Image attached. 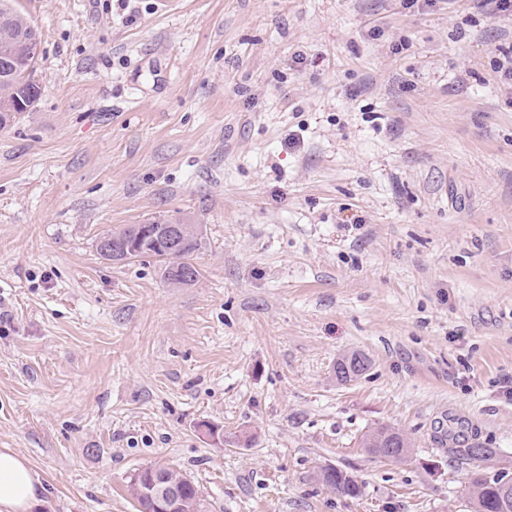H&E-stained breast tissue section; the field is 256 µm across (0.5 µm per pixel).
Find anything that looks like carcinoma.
Here are the masks:
<instances>
[{"instance_id":"obj_1","label":"carcinoma","mask_w":512,"mask_h":512,"mask_svg":"<svg viewBox=\"0 0 512 512\" xmlns=\"http://www.w3.org/2000/svg\"><path fill=\"white\" fill-rule=\"evenodd\" d=\"M35 30L34 25L13 5V0H0V127L9 125L14 119L32 109L38 96L34 81L37 57L20 53L16 46L19 38ZM135 225L130 224L107 233L99 241L115 243L122 252V260L151 256L164 264L165 279L175 286H187L196 282L199 271L194 264L196 256L205 248L202 228L198 224L188 225L181 248L175 254L167 251L159 239L133 236ZM370 367L369 359L361 353H352L336 362L335 375L340 383L351 381L364 374ZM363 447L377 454L382 447L392 449L393 455L403 457L410 443L400 431L380 426L368 432ZM317 479L323 486L337 494L356 498L361 494L357 481L347 472L334 468L328 473L320 470ZM503 478L485 466L472 474L470 495L475 512H499L500 491ZM182 498L192 512H210V503L200 489L191 481L181 485Z\"/></svg>"}]
</instances>
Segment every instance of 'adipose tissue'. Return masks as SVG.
Instances as JSON below:
<instances>
[{"label": "adipose tissue", "instance_id": "obj_1", "mask_svg": "<svg viewBox=\"0 0 512 512\" xmlns=\"http://www.w3.org/2000/svg\"><path fill=\"white\" fill-rule=\"evenodd\" d=\"M40 490L23 457L0 451V512H32L40 502Z\"/></svg>", "mask_w": 512, "mask_h": 512}]
</instances>
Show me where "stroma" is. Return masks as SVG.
Wrapping results in <instances>:
<instances>
[{"label": "stroma", "instance_id": "obj_1", "mask_svg": "<svg viewBox=\"0 0 512 512\" xmlns=\"http://www.w3.org/2000/svg\"><path fill=\"white\" fill-rule=\"evenodd\" d=\"M17 2L41 48L34 109L0 128V451L45 512H136L155 465L211 512H474L456 449L512 474V17ZM158 219L202 226L195 284L98 255ZM351 352L371 367L337 383ZM381 425L402 460L362 447ZM363 447L371 454L378 456L379 448L385 447L386 451L392 448V453L397 457H404L410 448L408 438L400 431L388 427L380 426L368 432L363 440ZM393 455L385 453V459L391 460ZM317 479L323 486L332 489L341 496L356 498L361 494L357 481L341 469L334 467L332 473H325V468H322L317 474Z\"/></svg>", "mask_w": 512, "mask_h": 512}]
</instances>
